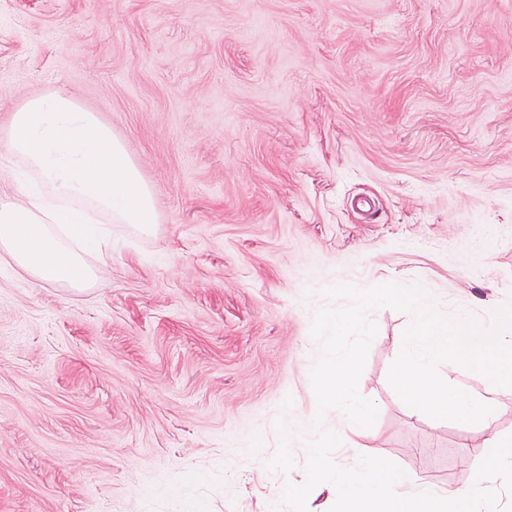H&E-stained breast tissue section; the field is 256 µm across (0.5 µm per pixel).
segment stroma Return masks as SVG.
I'll return each mask as SVG.
<instances>
[{"mask_svg": "<svg viewBox=\"0 0 512 512\" xmlns=\"http://www.w3.org/2000/svg\"><path fill=\"white\" fill-rule=\"evenodd\" d=\"M57 90L158 218L112 225L83 291L0 265V512H289L321 428L340 467L473 484L512 390L454 372L486 426L407 407L410 317L382 307L375 425L317 429L311 328L337 284H418L484 328L512 304V0H0V132Z\"/></svg>", "mask_w": 512, "mask_h": 512, "instance_id": "stroma-1", "label": "stroma"}]
</instances>
